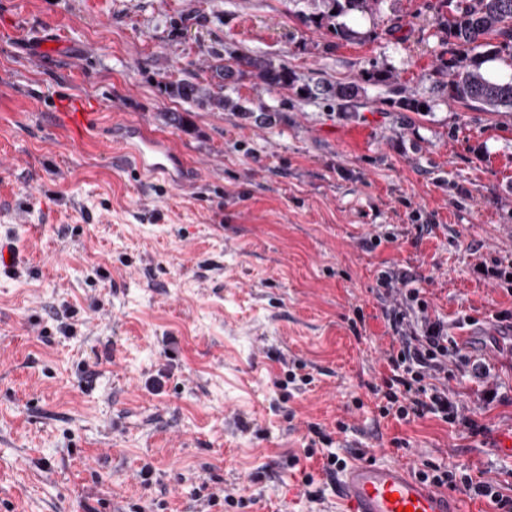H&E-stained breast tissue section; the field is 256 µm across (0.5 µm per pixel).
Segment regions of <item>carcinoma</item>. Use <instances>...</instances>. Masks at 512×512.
Masks as SVG:
<instances>
[{"label": "carcinoma", "instance_id": "cac0c4a2", "mask_svg": "<svg viewBox=\"0 0 512 512\" xmlns=\"http://www.w3.org/2000/svg\"><path fill=\"white\" fill-rule=\"evenodd\" d=\"M332 10L341 15L352 10L365 11L377 0H330ZM448 18L441 26L448 31V38L455 40L453 58L445 66L448 75V97L468 107L490 108L495 112H512V78L490 79L484 75L470 52L485 47L499 56L512 58V0H447ZM495 37L497 44L487 41ZM250 73L268 90L294 84V74L288 67L270 59L241 56L216 70L224 83L238 80ZM168 93L184 102L207 105L214 110L230 109L247 115L253 109L220 93H213L199 83L188 80L172 82L165 86Z\"/></svg>", "mask_w": 512, "mask_h": 512}]
</instances>
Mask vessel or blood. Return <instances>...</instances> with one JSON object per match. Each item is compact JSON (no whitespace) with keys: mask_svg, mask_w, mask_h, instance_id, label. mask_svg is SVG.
I'll return each mask as SVG.
<instances>
[{"mask_svg":"<svg viewBox=\"0 0 512 512\" xmlns=\"http://www.w3.org/2000/svg\"><path fill=\"white\" fill-rule=\"evenodd\" d=\"M70 133L77 138L87 134L92 106L79 98L62 100ZM116 143L131 152L141 173L179 183L186 170L184 162L168 140L146 135L134 124L123 125ZM339 512H464L459 494L437 488L414 474L411 465L369 456L351 461L335 482Z\"/></svg>","mask_w":512,"mask_h":512,"instance_id":"vessel-or-blood-1","label":"vessel or blood"}]
</instances>
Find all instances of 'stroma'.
<instances>
[{"mask_svg": "<svg viewBox=\"0 0 512 512\" xmlns=\"http://www.w3.org/2000/svg\"><path fill=\"white\" fill-rule=\"evenodd\" d=\"M330 9L0 0V237L19 251L0 268V512H336L330 449L465 466L512 496V458L380 416L372 391L404 277L488 367L449 363V391L512 433V330L493 318L512 292L483 273L512 269V114L449 100L443 0L316 24ZM240 55L296 78L225 86L270 119L165 91ZM327 85L358 93L300 92ZM75 96L98 108L78 144L57 115ZM125 122L166 136L186 181L109 146Z\"/></svg>", "mask_w": 512, "mask_h": 512, "instance_id": "stroma-1", "label": "stroma"}]
</instances>
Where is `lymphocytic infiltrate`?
<instances>
[{"label": "lymphocytic infiltrate", "instance_id": "obj_1", "mask_svg": "<svg viewBox=\"0 0 512 512\" xmlns=\"http://www.w3.org/2000/svg\"><path fill=\"white\" fill-rule=\"evenodd\" d=\"M405 300V309H394L387 315L399 348L388 356L390 374L384 381L385 403L379 408L381 415L393 414L400 419L433 415L467 437H487L489 428L482 418L464 414L459 403L449 397L447 388L425 385V378L447 373L449 358L461 357L462 351L450 339L444 322L428 318V302L421 289H407ZM418 475L436 487L485 499L494 512H512V497L503 495L493 480L429 462L424 463Z\"/></svg>", "mask_w": 512, "mask_h": 512}]
</instances>
